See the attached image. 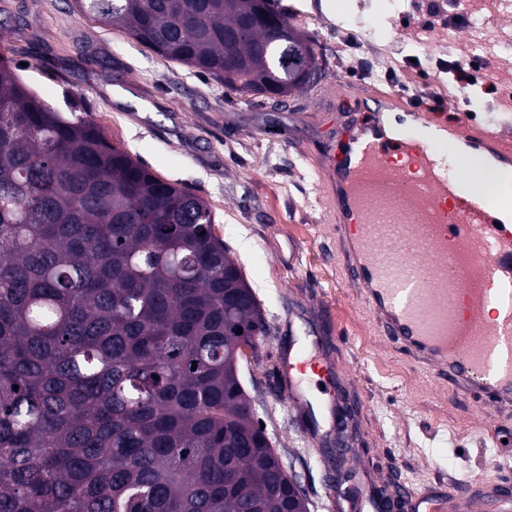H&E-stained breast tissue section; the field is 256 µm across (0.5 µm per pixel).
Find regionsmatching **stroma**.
Masks as SVG:
<instances>
[{"instance_id": "stroma-1", "label": "stroma", "mask_w": 512, "mask_h": 512, "mask_svg": "<svg viewBox=\"0 0 512 512\" xmlns=\"http://www.w3.org/2000/svg\"><path fill=\"white\" fill-rule=\"evenodd\" d=\"M278 2L310 37L322 66L314 85L283 99L241 94L165 61L124 32L78 16L72 0H0V47L40 97L61 110L66 93L82 97L111 141L211 208L214 233L268 323L256 358L242 368L244 387L309 512H336L337 501H348L336 484L340 465L360 486L389 492L398 482L473 480L496 466L512 485V412L453 392L429 370L409 366L378 334L342 267L315 169L320 154L344 159L363 120L358 92L379 86L433 112L447 102L409 88L398 71L388 81L375 79L370 58L350 53L359 30L337 31V8L369 18L399 58L421 63L436 55L430 32L445 27L454 61L499 68L495 84L482 76L466 82L465 111L448 115L475 137L488 129L512 136V45L475 49L455 20L454 0H439L435 13L430 0ZM311 340L324 346L339 377H312L307 388L331 390L352 411L349 445L357 454L341 464L328 452L332 429L321 426L323 443L312 445L303 409L283 396L282 350ZM491 427L507 446L492 444Z\"/></svg>"}]
</instances>
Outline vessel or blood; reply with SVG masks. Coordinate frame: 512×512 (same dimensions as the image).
<instances>
[{
  "mask_svg": "<svg viewBox=\"0 0 512 512\" xmlns=\"http://www.w3.org/2000/svg\"><path fill=\"white\" fill-rule=\"evenodd\" d=\"M364 109L382 120L397 110L413 119L394 136L361 126L343 164L318 171L336 194L329 220L345 243V267L363 288L377 331L414 365L452 389L512 406V226L496 223L499 195L465 175L466 155L443 153L440 123L421 105L364 92ZM325 367L317 344L284 357L291 404L312 410L298 389ZM498 474L442 490L404 488L400 512H471L497 501Z\"/></svg>",
  "mask_w": 512,
  "mask_h": 512,
  "instance_id": "1",
  "label": "vessel or blood"
}]
</instances>
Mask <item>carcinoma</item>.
<instances>
[{"mask_svg":"<svg viewBox=\"0 0 512 512\" xmlns=\"http://www.w3.org/2000/svg\"><path fill=\"white\" fill-rule=\"evenodd\" d=\"M73 8L242 94L319 66L271 0ZM69 98L0 57V512H288L240 379L267 323L211 209Z\"/></svg>","mask_w":512,"mask_h":512,"instance_id":"cac0c4a2","label":"carcinoma"}]
</instances>
